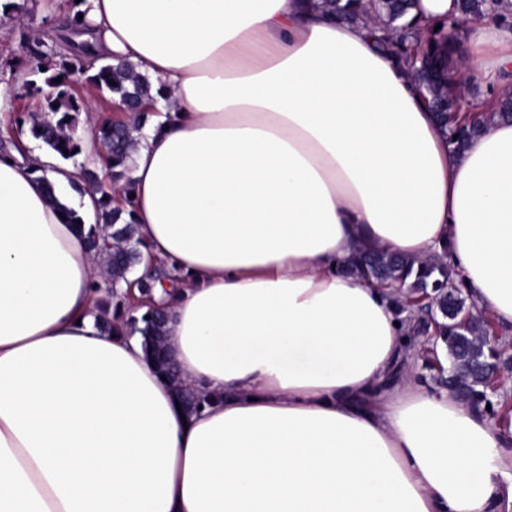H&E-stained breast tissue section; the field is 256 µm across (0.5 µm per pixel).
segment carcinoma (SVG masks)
<instances>
[{
    "mask_svg": "<svg viewBox=\"0 0 512 512\" xmlns=\"http://www.w3.org/2000/svg\"><path fill=\"white\" fill-rule=\"evenodd\" d=\"M500 0H458L462 17H499ZM415 0H320V7L346 20L367 18L373 21L371 36L385 51L403 61L415 71L416 51L429 45L431 60L439 71V77L430 84V97L448 98L453 106L456 67L448 64V35L434 31L416 20L409 19ZM75 11L69 20V28L76 36L93 35L95 28L88 16L78 18ZM22 61L16 70L18 80L27 94L41 98L42 116H31L29 133L41 141L58 159L69 161L79 167L81 179L72 183L73 190L83 195L88 191L100 194L97 201V221L89 226L78 223L80 211L72 206L61 205L55 195V186L47 177L42 182L47 198L61 208L64 223L78 224L84 232L87 248L100 258L108 275L106 296L98 305L100 312L109 306L119 309L126 303V297L119 295L116 288L129 270L140 261V242L137 227L130 221L121 222L120 212L112 208V193L104 188L95 171L84 162L77 161L83 154V137L78 133L79 115L84 111L83 100L72 84V78H83L84 84L101 94L117 95L122 101L131 102L129 111L144 116L136 102L149 97L151 85L146 77L136 73L133 67L121 59L95 63L89 53L86 41L65 43L57 34L48 33L38 37H21ZM61 81H56V78ZM458 130L447 132L448 143L453 152H459L467 140L481 130V125L467 126V117H462ZM138 126L122 125L112 130V123L104 121L95 128V137L112 156V178L116 181L128 178L131 153L136 146L133 132ZM365 282L380 285H398L395 293L426 291L444 300L443 332L440 337L446 350L448 362L444 382L448 389L466 405L479 406L482 401L478 394L483 380L495 372L500 363L508 362V352L497 355L483 345L486 324L468 313L467 292L464 279L451 271L448 263L434 257L425 260L408 258L383 249H376L361 255L341 268ZM178 277L160 270L150 280L140 284L142 297L154 304L153 290L156 285H174ZM406 291H401V288ZM125 333H140L146 351L164 371H170V358L160 343L165 333V323L146 316L120 318L110 322L101 320ZM186 407L198 409L206 402V396L175 379Z\"/></svg>",
    "mask_w": 512,
    "mask_h": 512,
    "instance_id": "cac0c4a2",
    "label": "carcinoma"
}]
</instances>
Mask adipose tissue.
<instances>
[{"label":"adipose tissue","instance_id":"obj_1","mask_svg":"<svg viewBox=\"0 0 512 512\" xmlns=\"http://www.w3.org/2000/svg\"><path fill=\"white\" fill-rule=\"evenodd\" d=\"M95 50L151 99L129 188L181 377L97 327L101 263L0 155V512H512V432L408 356L357 254L445 256L512 328V121L492 99L460 153L406 66L304 0H84ZM459 80L512 86V17L474 22ZM135 283L118 294L138 295Z\"/></svg>","mask_w":512,"mask_h":512}]
</instances>
